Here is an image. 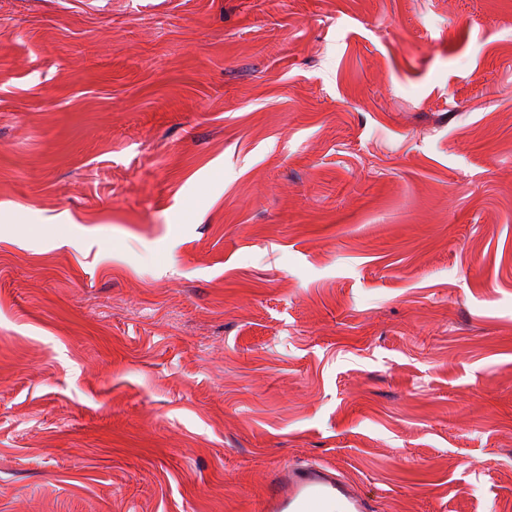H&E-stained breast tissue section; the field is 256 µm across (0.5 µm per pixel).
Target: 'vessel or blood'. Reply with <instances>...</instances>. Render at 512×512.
<instances>
[{
  "label": "vessel or blood",
  "mask_w": 512,
  "mask_h": 512,
  "mask_svg": "<svg viewBox=\"0 0 512 512\" xmlns=\"http://www.w3.org/2000/svg\"><path fill=\"white\" fill-rule=\"evenodd\" d=\"M259 512H374V506L334 467L285 463L270 472Z\"/></svg>",
  "instance_id": "vessel-or-blood-1"
}]
</instances>
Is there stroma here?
I'll use <instances>...</instances> for the list:
<instances>
[{
	"mask_svg": "<svg viewBox=\"0 0 512 512\" xmlns=\"http://www.w3.org/2000/svg\"><path fill=\"white\" fill-rule=\"evenodd\" d=\"M512 512V0H0V512ZM373 512L372 501L334 467L281 464L266 481L259 512Z\"/></svg>",
	"mask_w": 512,
	"mask_h": 512,
	"instance_id": "obj_1",
	"label": "stroma"
}]
</instances>
